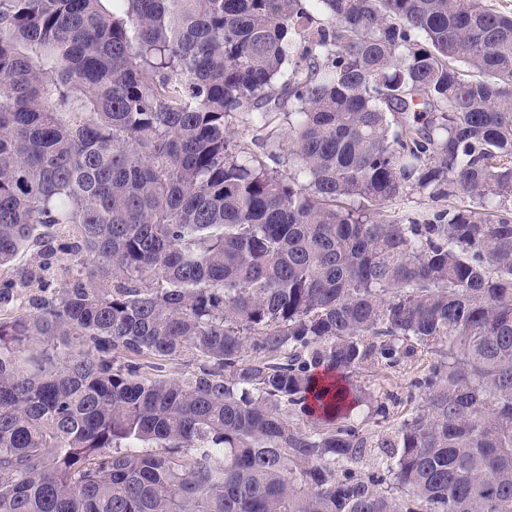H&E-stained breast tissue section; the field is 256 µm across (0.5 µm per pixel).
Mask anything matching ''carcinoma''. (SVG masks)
Segmentation results:
<instances>
[{
  "label": "carcinoma",
  "mask_w": 512,
  "mask_h": 512,
  "mask_svg": "<svg viewBox=\"0 0 512 512\" xmlns=\"http://www.w3.org/2000/svg\"><path fill=\"white\" fill-rule=\"evenodd\" d=\"M0 512H512V14L0 0ZM413 202L403 204H394L386 208L388 213H393L402 210H410L417 213H430L436 210L448 209V200H442L438 202H432L427 197L414 196L412 199ZM430 355L423 354L419 356L415 362L408 364L406 367L403 366L401 369H397L396 371H372V373H368L371 376H363L361 381H365L366 385L373 392L375 399L380 402H387L391 411H393L394 416L390 417L389 420L383 421L373 415L368 421L362 422V425L365 427V430L373 436V439H376L374 435L385 434L389 431V427L393 423L395 418L400 417L410 411V409L414 406V403L407 402V390L406 386L409 378L417 371L425 367L430 361ZM389 396H396L401 399L403 403L396 405L395 407L391 404ZM375 421H379L380 424L374 423Z\"/></svg>",
  "instance_id": "carcinoma-1"
}]
</instances>
